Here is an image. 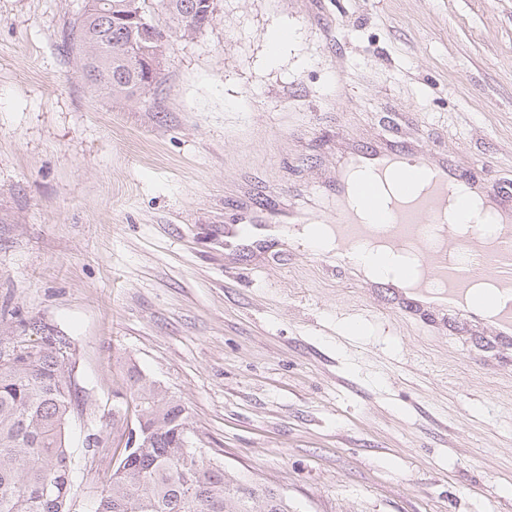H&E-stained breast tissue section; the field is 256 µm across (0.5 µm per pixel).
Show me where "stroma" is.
Returning <instances> with one entry per match:
<instances>
[{"label": "stroma", "mask_w": 512, "mask_h": 512, "mask_svg": "<svg viewBox=\"0 0 512 512\" xmlns=\"http://www.w3.org/2000/svg\"><path fill=\"white\" fill-rule=\"evenodd\" d=\"M84 5L0 0V336L69 341L70 512L117 452L89 463L86 435L137 421L132 364L294 512H512V348L402 316L288 233L224 243L267 204L323 216L343 149L401 117L512 186V0H215L131 98L65 51Z\"/></svg>", "instance_id": "35a3bbf8"}]
</instances>
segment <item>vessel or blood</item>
<instances>
[{
  "label": "vessel or blood",
  "instance_id": "vessel-or-blood-1",
  "mask_svg": "<svg viewBox=\"0 0 512 512\" xmlns=\"http://www.w3.org/2000/svg\"><path fill=\"white\" fill-rule=\"evenodd\" d=\"M400 176L390 199L377 192L376 181ZM336 210L329 221L339 246L334 250L308 242L309 256L361 273L363 246L382 240L386 248L418 249V265L405 279L411 292H397L402 311L427 310L452 318L461 328L491 323L497 343L512 345V192L490 185L448 159L425 155L412 143L386 141L351 146L331 176ZM469 187L485 200L497 219L495 236H430L428 229L457 188ZM489 284L479 299L476 284Z\"/></svg>",
  "mask_w": 512,
  "mask_h": 512
}]
</instances>
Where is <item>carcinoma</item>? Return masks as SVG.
Returning a JSON list of instances; mask_svg holds the SVG:
<instances>
[{"instance_id":"cac0c4a2","label":"carcinoma","mask_w":512,"mask_h":512,"mask_svg":"<svg viewBox=\"0 0 512 512\" xmlns=\"http://www.w3.org/2000/svg\"><path fill=\"white\" fill-rule=\"evenodd\" d=\"M104 15L77 18L65 36L67 49L96 41L110 61L97 66L91 83L114 97L143 94L161 81L152 70L161 44L140 19L146 0H99ZM168 19L166 36L211 24L203 0H156ZM0 512H68L73 486L65 428L82 399L62 375L68 342L47 337L35 356L22 341L0 336ZM130 391L148 434L112 467L94 512H291L288 498L263 483L246 480L197 452L186 407L133 367ZM47 483L56 494L45 496Z\"/></svg>"}]
</instances>
